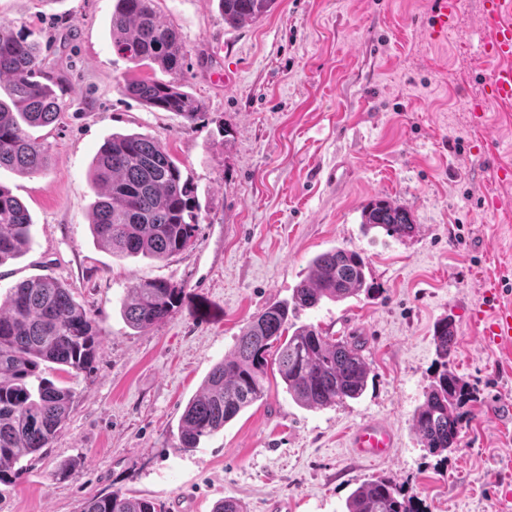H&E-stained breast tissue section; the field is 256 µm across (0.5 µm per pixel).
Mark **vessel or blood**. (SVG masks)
Wrapping results in <instances>:
<instances>
[{
  "label": "vessel or blood",
  "instance_id": "vessel-or-blood-1",
  "mask_svg": "<svg viewBox=\"0 0 512 512\" xmlns=\"http://www.w3.org/2000/svg\"><path fill=\"white\" fill-rule=\"evenodd\" d=\"M461 0H437L433 23L435 34L447 32ZM483 23L489 36L480 45L483 58L495 60L486 76L482 99L471 104L475 126H482L486 113L512 104V0H481ZM475 321L482 342L499 348L512 346V306L498 305L492 312L477 311ZM351 446L366 458L376 460L389 455L394 446L391 428L368 421L352 433Z\"/></svg>",
  "mask_w": 512,
  "mask_h": 512
}]
</instances>
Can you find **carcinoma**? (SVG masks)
Masks as SVG:
<instances>
[{"label":"carcinoma","instance_id":"1","mask_svg":"<svg viewBox=\"0 0 512 512\" xmlns=\"http://www.w3.org/2000/svg\"><path fill=\"white\" fill-rule=\"evenodd\" d=\"M278 0H219L224 23L242 26L270 15ZM112 50L135 66L159 69L170 80L132 77L125 91L146 106L188 122L201 102L183 90L186 49L179 30L158 15L155 0H116ZM60 102L53 81L41 69L40 47L0 23V168L23 175L42 171L47 149L30 130L53 124ZM97 192L90 218L94 240L112 254L166 260L186 250L200 224L196 188L155 138L116 133L93 158ZM362 224L390 236L414 230L408 210L376 198L364 207ZM26 205L0 185V265L19 257L31 241ZM360 253L336 247L315 256L310 274L291 299L254 314L234 349L209 372L198 396L189 400L178 425L177 449L195 448L243 410L264 399L268 369L277 372L299 405L321 409L360 398L370 374L362 345L334 339L314 325L292 322L296 310L324 300L345 301L372 292ZM184 290L166 280L133 283L122 314L134 329H150L182 301ZM103 336L95 315L70 290L50 277H33L9 289L0 301V482L19 474L15 465L61 434L73 407L70 389L47 377L55 367L78 374L92 363ZM436 367L423 404L413 416L421 445L433 455L452 451L462 430L464 408L475 401L472 385L449 368L456 326L445 317L434 327ZM80 512H164L162 504L114 491L85 501ZM344 512H424L421 500L389 479L359 485Z\"/></svg>","mask_w":512,"mask_h":512}]
</instances>
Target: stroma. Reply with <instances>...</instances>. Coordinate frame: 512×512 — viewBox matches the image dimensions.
Here are the masks:
<instances>
[{
	"label": "stroma",
	"instance_id": "1",
	"mask_svg": "<svg viewBox=\"0 0 512 512\" xmlns=\"http://www.w3.org/2000/svg\"><path fill=\"white\" fill-rule=\"evenodd\" d=\"M434 0H278L268 17L225 24L218 0H157L185 41L184 86L203 111L194 122L147 108L125 92L149 69L112 49L115 0H0V21L42 46V67L61 83L57 122L36 129L48 164L0 184L27 206L25 253L0 266V297L49 276L94 314L104 335L87 371L51 372L71 389L73 411L52 447L25 458L0 484V512H79L121 491L166 512H214L233 498L244 512H344L365 481L390 479L425 512H512L498 496L512 460V353L484 346L473 312L484 285L512 301V110L476 128L468 101L483 94L489 62L481 0H463L447 33H428ZM235 83L225 86V70ZM158 139L195 185L201 221L192 245L159 261L119 257L92 238L91 162L115 133ZM385 197L415 225L406 237L366 229L363 208ZM365 258L373 286L342 302L297 310L296 325L364 341L370 366L361 398L322 409L295 403L278 373L268 394L177 451V426L215 363L248 319L289 299L311 260L334 247ZM167 280L181 304L139 331L121 304L138 281ZM457 327L452 366L477 390L455 451L420 444L413 416L433 380V329ZM380 420L391 455L370 460L352 430Z\"/></svg>",
	"mask_w": 512,
	"mask_h": 512
}]
</instances>
